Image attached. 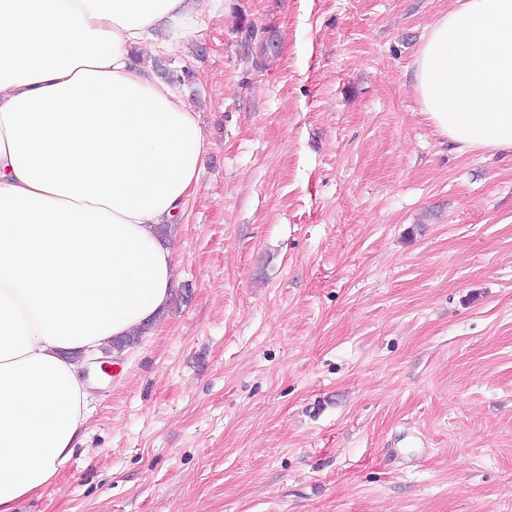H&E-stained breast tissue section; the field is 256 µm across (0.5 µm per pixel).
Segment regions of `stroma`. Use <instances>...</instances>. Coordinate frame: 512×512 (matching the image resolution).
I'll return each mask as SVG.
<instances>
[{"label": "stroma", "instance_id": "35a3bbf8", "mask_svg": "<svg viewBox=\"0 0 512 512\" xmlns=\"http://www.w3.org/2000/svg\"><path fill=\"white\" fill-rule=\"evenodd\" d=\"M223 2L154 58L209 142L170 307L16 512H512V157L410 79L454 0Z\"/></svg>", "mask_w": 512, "mask_h": 512}]
</instances>
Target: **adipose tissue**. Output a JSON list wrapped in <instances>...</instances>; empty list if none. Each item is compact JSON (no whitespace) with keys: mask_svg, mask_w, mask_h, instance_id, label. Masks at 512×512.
<instances>
[{"mask_svg":"<svg viewBox=\"0 0 512 512\" xmlns=\"http://www.w3.org/2000/svg\"><path fill=\"white\" fill-rule=\"evenodd\" d=\"M208 0H0V512L52 486L124 337L172 300L208 141L151 58ZM456 152L512 154V0H455L412 63Z\"/></svg>","mask_w":512,"mask_h":512,"instance_id":"obj_1","label":"adipose tissue"}]
</instances>
